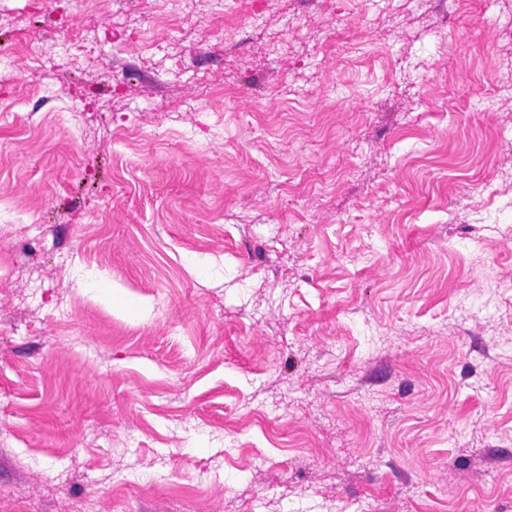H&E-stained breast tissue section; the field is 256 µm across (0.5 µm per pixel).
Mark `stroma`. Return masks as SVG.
<instances>
[{
    "label": "stroma",
    "mask_w": 512,
    "mask_h": 512,
    "mask_svg": "<svg viewBox=\"0 0 512 512\" xmlns=\"http://www.w3.org/2000/svg\"><path fill=\"white\" fill-rule=\"evenodd\" d=\"M152 2L0 0V512H512V0ZM183 263L185 267L201 281H211L224 277V267L215 261L197 253L187 254ZM82 288L86 292L96 296L100 300L112 304L113 307H119L124 310L129 316H138L141 314V303L136 300H131L123 297L111 282L97 275L87 274L81 280Z\"/></svg>",
    "instance_id": "obj_1"
}]
</instances>
